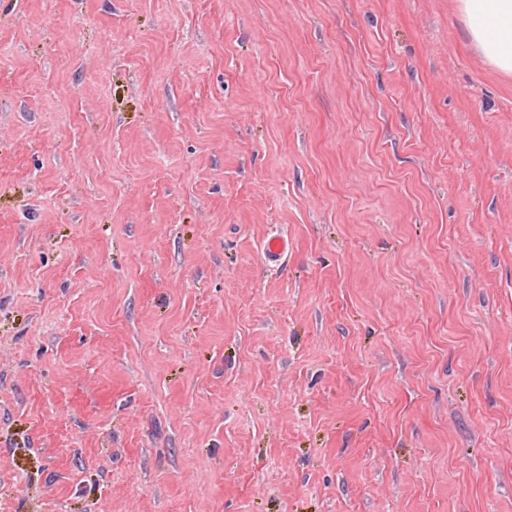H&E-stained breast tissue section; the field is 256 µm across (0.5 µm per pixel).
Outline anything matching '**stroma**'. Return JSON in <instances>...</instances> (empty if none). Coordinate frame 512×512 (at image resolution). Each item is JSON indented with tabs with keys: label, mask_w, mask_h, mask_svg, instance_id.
<instances>
[{
	"label": "stroma",
	"mask_w": 512,
	"mask_h": 512,
	"mask_svg": "<svg viewBox=\"0 0 512 512\" xmlns=\"http://www.w3.org/2000/svg\"><path fill=\"white\" fill-rule=\"evenodd\" d=\"M0 512H512L458 0H0Z\"/></svg>",
	"instance_id": "1"
}]
</instances>
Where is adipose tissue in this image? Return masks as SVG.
Segmentation results:
<instances>
[{
  "instance_id": "adipose-tissue-1",
  "label": "adipose tissue",
  "mask_w": 512,
  "mask_h": 512,
  "mask_svg": "<svg viewBox=\"0 0 512 512\" xmlns=\"http://www.w3.org/2000/svg\"><path fill=\"white\" fill-rule=\"evenodd\" d=\"M470 41L490 65L512 72V0H459Z\"/></svg>"
}]
</instances>
